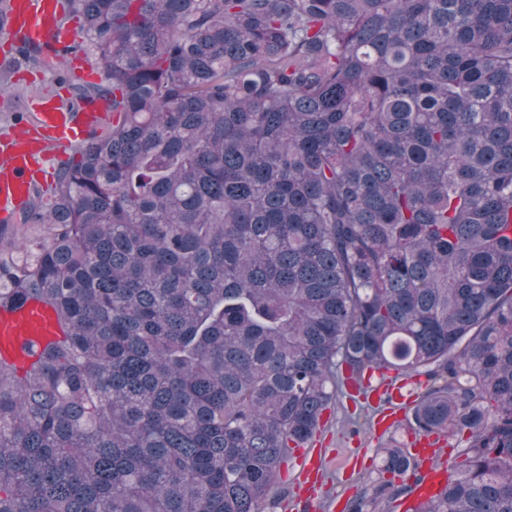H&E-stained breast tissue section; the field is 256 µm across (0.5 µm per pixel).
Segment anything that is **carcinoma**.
<instances>
[{"instance_id": "obj_1", "label": "carcinoma", "mask_w": 512, "mask_h": 512, "mask_svg": "<svg viewBox=\"0 0 512 512\" xmlns=\"http://www.w3.org/2000/svg\"><path fill=\"white\" fill-rule=\"evenodd\" d=\"M112 132L0 248V512H263L374 373L463 442L406 512H512V0H66ZM349 504L408 499L403 443ZM56 336H61V328L47 306L34 303L18 310L0 307V357L1 353L22 357L27 343L34 342L42 349Z\"/></svg>"}]
</instances>
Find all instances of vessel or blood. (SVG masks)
<instances>
[{"label": "vessel or blood", "mask_w": 512, "mask_h": 512, "mask_svg": "<svg viewBox=\"0 0 512 512\" xmlns=\"http://www.w3.org/2000/svg\"><path fill=\"white\" fill-rule=\"evenodd\" d=\"M76 38L60 0H0V44L11 53L31 52L50 63L64 58ZM111 121L112 107L102 98L78 105L47 93L28 99L20 121L10 133L0 136V223L17 220L33 190L46 184L54 159L80 146ZM60 333L56 315L45 305L28 304L18 310L0 307V354L23 356L27 343L41 348ZM404 385V380L389 379L371 388L372 397L390 396L389 407L376 421L379 432L390 428L396 405L404 401ZM416 454L425 464V480L413 497L419 503L435 495L444 470L434 437H422Z\"/></svg>", "instance_id": "vessel-or-blood-1"}]
</instances>
